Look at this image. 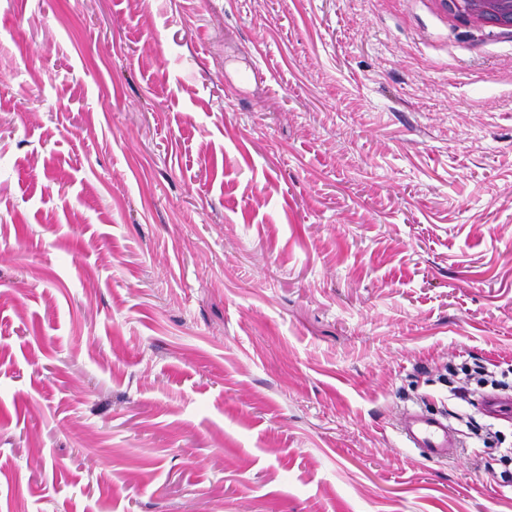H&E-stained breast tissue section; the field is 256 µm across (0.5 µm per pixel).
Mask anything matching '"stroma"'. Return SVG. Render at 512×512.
<instances>
[{
    "label": "stroma",
    "mask_w": 512,
    "mask_h": 512,
    "mask_svg": "<svg viewBox=\"0 0 512 512\" xmlns=\"http://www.w3.org/2000/svg\"><path fill=\"white\" fill-rule=\"evenodd\" d=\"M512 37L430 0H0V512H512ZM482 415L495 420L512 419V396L487 393L475 406ZM394 431L404 448H419L428 462H447L461 456L466 447L461 434L448 421V415L423 409H407Z\"/></svg>",
    "instance_id": "stroma-1"
}]
</instances>
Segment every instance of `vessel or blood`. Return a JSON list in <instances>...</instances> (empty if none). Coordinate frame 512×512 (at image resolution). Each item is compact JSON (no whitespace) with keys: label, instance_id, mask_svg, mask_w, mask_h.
I'll return each instance as SVG.
<instances>
[{"label":"vessel or blood","instance_id":"b4317fda","mask_svg":"<svg viewBox=\"0 0 512 512\" xmlns=\"http://www.w3.org/2000/svg\"><path fill=\"white\" fill-rule=\"evenodd\" d=\"M482 415L495 419H512V396L485 394L476 405ZM394 430L402 447L417 448L428 462H447L461 456L465 442L448 420L447 413H431L423 409L407 410Z\"/></svg>","mask_w":512,"mask_h":512}]
</instances>
